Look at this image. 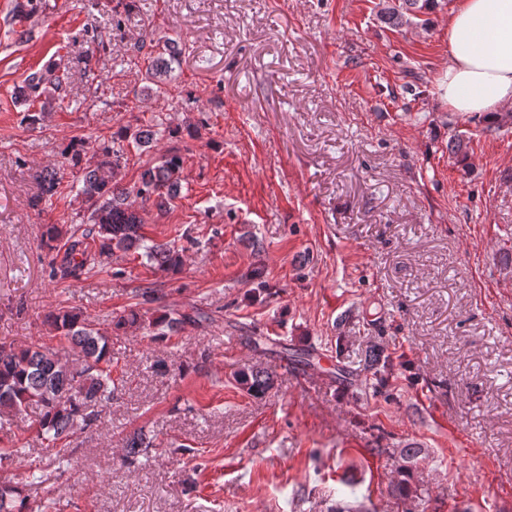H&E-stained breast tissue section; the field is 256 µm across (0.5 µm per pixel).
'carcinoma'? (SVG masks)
Here are the masks:
<instances>
[{"mask_svg":"<svg viewBox=\"0 0 512 512\" xmlns=\"http://www.w3.org/2000/svg\"><path fill=\"white\" fill-rule=\"evenodd\" d=\"M437 0H401L397 7L383 8V20L393 27L408 23V17L423 9H431ZM172 69L163 54L153 60L147 71V82L161 87ZM63 100L69 97L67 71L60 64L51 63L32 71L20 97L26 104L35 95ZM71 160L81 162V154L92 150L82 178L79 194L88 212V220L97 227L95 236L71 234L58 244L61 230L47 224L42 233V244L52 253L54 271L61 277H76L90 266L96 257L110 256L115 251H143V256L164 269H175L181 263L178 249L166 244L148 243L141 233L143 219L133 204L132 196L143 201L154 199L158 210H163L179 194L183 160L177 153L161 157L158 164L141 174L140 182L132 187H120L117 173L123 159L122 147L99 142L89 147L84 138L75 139L70 146ZM60 169L45 167L37 175L39 193L33 198L38 205L45 198L60 193ZM143 321V316L132 309L113 322V329L124 330ZM46 322L59 335L79 348L83 361L73 369L62 364L54 349L33 344L18 347L12 342L0 341V417L20 415L29 407L39 409L38 426L43 439L52 443L68 439L91 425L95 408L112 395V340L92 324L82 313L60 307L46 315ZM373 377L385 385L394 370L391 355L372 354ZM249 392L265 394L272 385L269 375L256 371L245 377ZM26 497L16 486L0 485V512H24Z\"/></svg>","mask_w":512,"mask_h":512,"instance_id":"obj_1","label":"carcinoma"}]
</instances>
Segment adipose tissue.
I'll return each mask as SVG.
<instances>
[{
    "label": "adipose tissue",
    "mask_w": 512,
    "mask_h": 512,
    "mask_svg": "<svg viewBox=\"0 0 512 512\" xmlns=\"http://www.w3.org/2000/svg\"><path fill=\"white\" fill-rule=\"evenodd\" d=\"M440 92L459 115L512 110V0H456Z\"/></svg>",
    "instance_id": "ef3b65f1"
}]
</instances>
